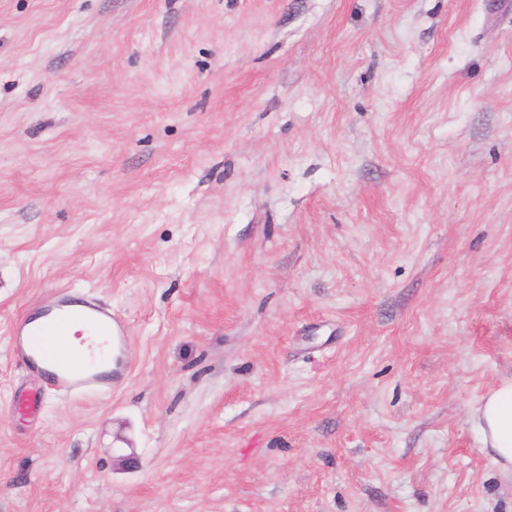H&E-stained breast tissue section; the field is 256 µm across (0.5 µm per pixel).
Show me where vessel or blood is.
Here are the masks:
<instances>
[{
    "label": "vessel or blood",
    "instance_id": "obj_1",
    "mask_svg": "<svg viewBox=\"0 0 512 512\" xmlns=\"http://www.w3.org/2000/svg\"><path fill=\"white\" fill-rule=\"evenodd\" d=\"M110 336L112 352L100 361L73 368L59 361L45 346L46 337L65 332L74 318ZM130 336L124 322L97 299L63 291L47 298L36 317H25L14 328L11 356L36 370L58 392L76 395L92 388L112 387L129 374L126 357Z\"/></svg>",
    "mask_w": 512,
    "mask_h": 512
}]
</instances>
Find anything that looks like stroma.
Returning a JSON list of instances; mask_svg holds the SVG:
<instances>
[{"mask_svg": "<svg viewBox=\"0 0 512 512\" xmlns=\"http://www.w3.org/2000/svg\"><path fill=\"white\" fill-rule=\"evenodd\" d=\"M511 378L512 0H0V512H512ZM33 314L36 316L31 314L16 323L11 356L15 362L36 370L56 391L76 395L92 388H112V385L115 388L128 376L130 364L126 353L130 336L124 322L111 308L95 298L62 291L47 298ZM75 317L110 336L112 352L109 356L88 366L73 368L59 361L45 346V337L52 336L49 344L62 355L82 353L88 336L82 324L70 326ZM33 320L38 322L34 324ZM66 330L65 336H53ZM485 448H490L501 473L512 479V380L491 391L477 410Z\"/></svg>", "mask_w": 512, "mask_h": 512, "instance_id": "obj_1", "label": "stroma"}]
</instances>
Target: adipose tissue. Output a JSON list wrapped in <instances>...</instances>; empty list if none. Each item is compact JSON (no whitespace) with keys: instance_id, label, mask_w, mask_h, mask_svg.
I'll list each match as a JSON object with an SVG mask.
<instances>
[{"instance_id":"adipose-tissue-1","label":"adipose tissue","mask_w":512,"mask_h":512,"mask_svg":"<svg viewBox=\"0 0 512 512\" xmlns=\"http://www.w3.org/2000/svg\"><path fill=\"white\" fill-rule=\"evenodd\" d=\"M477 419L484 446L493 452L502 475L512 478V380L487 395Z\"/></svg>"}]
</instances>
